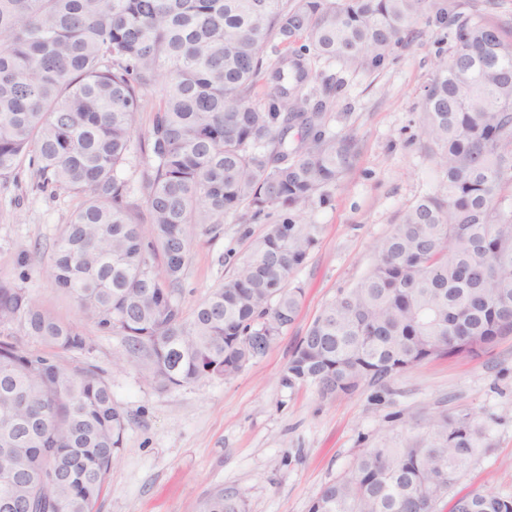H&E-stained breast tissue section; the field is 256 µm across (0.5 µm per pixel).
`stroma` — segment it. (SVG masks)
Wrapping results in <instances>:
<instances>
[{
    "instance_id": "stroma-1",
    "label": "stroma",
    "mask_w": 512,
    "mask_h": 512,
    "mask_svg": "<svg viewBox=\"0 0 512 512\" xmlns=\"http://www.w3.org/2000/svg\"><path fill=\"white\" fill-rule=\"evenodd\" d=\"M437 2L512 33V0ZM447 60L446 27L430 11L379 69L318 65L315 88L331 78L344 83L331 127L354 134L359 154L330 201L307 215L317 244L295 275L304 288L295 323L226 380L169 389L145 380L127 363L120 336L98 331L48 276L54 243L83 196L40 189L26 165L0 178V282L26 289L91 337L89 350L63 358L97 367L128 418L99 512H199L218 487L243 494L249 512H309L324 485L364 450L400 446L423 437L434 419L464 414L485 427L487 440L452 495H512V336L475 355L423 361L384 386L364 384L333 401L286 380L292 353L324 304L366 274L405 207L439 190L419 116L424 87ZM264 231L232 216L199 230L183 279L185 312L234 275Z\"/></svg>"
}]
</instances>
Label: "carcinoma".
Masks as SVG:
<instances>
[{
  "label": "carcinoma",
  "instance_id": "1",
  "mask_svg": "<svg viewBox=\"0 0 512 512\" xmlns=\"http://www.w3.org/2000/svg\"><path fill=\"white\" fill-rule=\"evenodd\" d=\"M431 7L0 0V177L27 160L39 188L85 197L54 244L50 278L97 329L122 337L145 379L231 378L296 321L302 288L291 281L317 241L305 214L329 201L358 155L352 135L331 129L329 102L313 99L314 68H379ZM448 40L420 116L441 189L404 209L376 262L325 304L289 362L287 380L325 399L512 334V39L479 13H456ZM261 80L263 105L254 100ZM147 109L134 189L119 169ZM229 214L266 231L187 317L182 278L197 230ZM15 322L56 351L89 345L0 282V326ZM127 425L96 367L1 338L0 512H98ZM485 439L468 414L438 418L420 440L367 449L309 512H440ZM247 509L222 488L199 506ZM448 512H512V496L469 492Z\"/></svg>",
  "mask_w": 512,
  "mask_h": 512
}]
</instances>
